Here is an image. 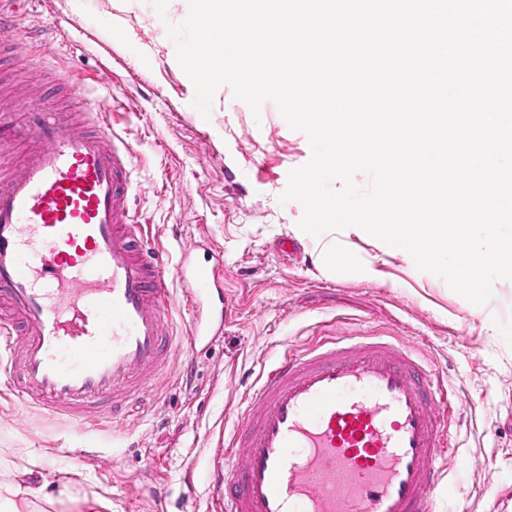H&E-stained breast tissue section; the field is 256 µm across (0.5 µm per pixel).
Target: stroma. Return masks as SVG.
<instances>
[{
  "label": "stroma",
  "mask_w": 512,
  "mask_h": 512,
  "mask_svg": "<svg viewBox=\"0 0 512 512\" xmlns=\"http://www.w3.org/2000/svg\"><path fill=\"white\" fill-rule=\"evenodd\" d=\"M188 13L187 0H22L0 29V116L19 129L30 101L74 111L59 83L81 79L131 147V204L152 243L172 258L182 243L199 261L219 254L229 302L221 334L192 361L173 356L150 405L111 428L43 415L0 385V479L35 463L58 512L87 499L96 512H220L210 482L251 386L285 348L373 331L417 347L468 405L458 426L468 464L449 467L436 512H512V280L476 306L404 249L352 228L337 236L373 279L327 269L298 226L301 205L279 200L311 157L307 135L273 103L253 114L226 85L202 118L167 30ZM285 241L294 256H282Z\"/></svg>",
  "instance_id": "obj_1"
}]
</instances>
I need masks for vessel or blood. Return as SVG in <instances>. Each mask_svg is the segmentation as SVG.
Instances as JSON below:
<instances>
[{"label":"vessel or blood","mask_w":512,"mask_h":512,"mask_svg":"<svg viewBox=\"0 0 512 512\" xmlns=\"http://www.w3.org/2000/svg\"><path fill=\"white\" fill-rule=\"evenodd\" d=\"M23 161L0 180V372L27 405L84 427L143 408L184 343L164 329L209 273L163 260L129 206L130 146L27 112ZM448 390L382 335L286 350L224 440V512H434L448 472Z\"/></svg>","instance_id":"1"}]
</instances>
